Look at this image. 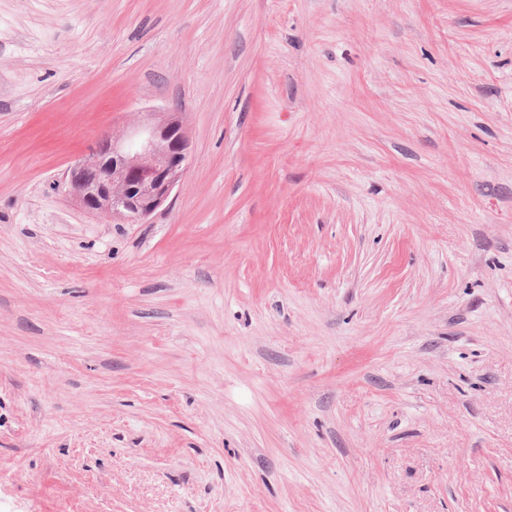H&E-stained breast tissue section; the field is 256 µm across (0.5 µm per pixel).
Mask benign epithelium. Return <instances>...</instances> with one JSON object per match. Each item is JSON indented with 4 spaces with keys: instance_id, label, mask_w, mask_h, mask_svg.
I'll list each match as a JSON object with an SVG mask.
<instances>
[{
    "instance_id": "1",
    "label": "benign epithelium",
    "mask_w": 512,
    "mask_h": 512,
    "mask_svg": "<svg viewBox=\"0 0 512 512\" xmlns=\"http://www.w3.org/2000/svg\"><path fill=\"white\" fill-rule=\"evenodd\" d=\"M189 137L178 112H149L119 136L103 135L68 172L88 212L139 224L170 197L186 169Z\"/></svg>"
}]
</instances>
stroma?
<instances>
[{
  "label": "stroma",
  "instance_id": "obj_1",
  "mask_svg": "<svg viewBox=\"0 0 512 512\" xmlns=\"http://www.w3.org/2000/svg\"><path fill=\"white\" fill-rule=\"evenodd\" d=\"M0 512H512V0H0ZM189 137L178 112H149L122 135L99 137L68 172L88 212L139 224L170 197L186 169Z\"/></svg>",
  "mask_w": 512,
  "mask_h": 512
}]
</instances>
